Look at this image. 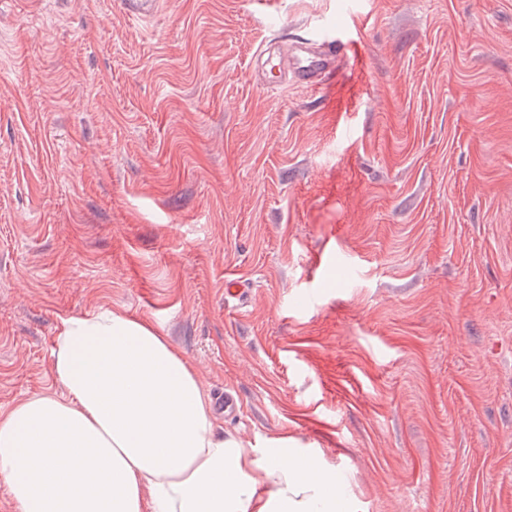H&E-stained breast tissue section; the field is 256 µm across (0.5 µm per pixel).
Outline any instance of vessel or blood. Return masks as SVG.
<instances>
[{"label": "vessel or blood", "mask_w": 512, "mask_h": 512, "mask_svg": "<svg viewBox=\"0 0 512 512\" xmlns=\"http://www.w3.org/2000/svg\"><path fill=\"white\" fill-rule=\"evenodd\" d=\"M354 50V45L338 39L325 40L318 44L283 41L269 52L267 66L258 71L256 80L262 86L272 87L269 72L274 69L278 74L291 75L306 86L316 87L321 84L323 76L338 54H348Z\"/></svg>", "instance_id": "obj_1"}]
</instances>
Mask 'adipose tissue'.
Here are the masks:
<instances>
[{
	"instance_id": "1",
	"label": "adipose tissue",
	"mask_w": 512,
	"mask_h": 512,
	"mask_svg": "<svg viewBox=\"0 0 512 512\" xmlns=\"http://www.w3.org/2000/svg\"><path fill=\"white\" fill-rule=\"evenodd\" d=\"M61 395L0 413L16 512H362L322 457L217 430L196 371L121 310L64 320Z\"/></svg>"
}]
</instances>
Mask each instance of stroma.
<instances>
[{"mask_svg": "<svg viewBox=\"0 0 512 512\" xmlns=\"http://www.w3.org/2000/svg\"><path fill=\"white\" fill-rule=\"evenodd\" d=\"M112 309L365 512H512V0H0V412ZM354 51V44H347L338 39L324 40L319 44L281 41L268 53L262 69L256 75V80L262 86L273 87L276 82L270 79L267 70V66L271 65L270 71L276 69L279 77L289 73L308 87H319L336 56Z\"/></svg>", "mask_w": 512, "mask_h": 512, "instance_id": "35a3bbf8", "label": "stroma"}]
</instances>
